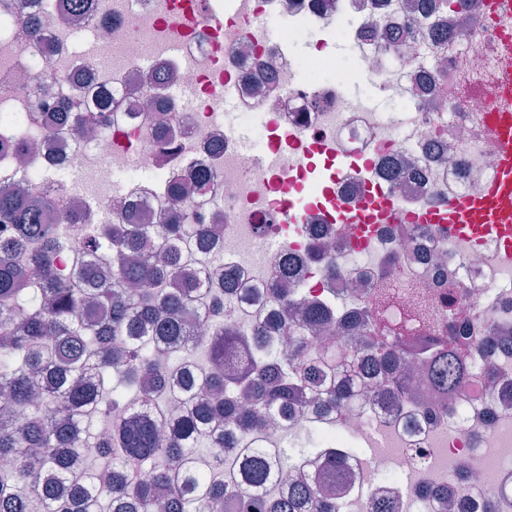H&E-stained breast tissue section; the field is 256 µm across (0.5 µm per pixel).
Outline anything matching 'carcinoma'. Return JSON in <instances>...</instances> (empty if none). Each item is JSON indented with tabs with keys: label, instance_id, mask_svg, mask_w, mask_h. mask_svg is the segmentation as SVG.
Returning <instances> with one entry per match:
<instances>
[{
	"label": "carcinoma",
	"instance_id": "1",
	"mask_svg": "<svg viewBox=\"0 0 512 512\" xmlns=\"http://www.w3.org/2000/svg\"><path fill=\"white\" fill-rule=\"evenodd\" d=\"M112 97L76 118L80 136L90 119L104 121ZM185 187L167 193V220L144 224L120 208L112 223L86 235L78 258L59 268L64 223L79 215L57 195L0 193V512H339L336 498L319 495L305 478L304 457L238 447L259 421L291 420L310 404L337 406L350 390L369 386L374 400L409 395L405 369L416 358L439 392L454 400L477 376L469 359L431 341L407 347L395 332L379 334L377 315L358 305L349 336L318 349L314 331L343 322L329 302L303 304L297 294L272 291L264 327L230 322L251 291L226 273L210 280L202 266L210 235L185 208ZM111 312L104 321L100 313ZM155 383L150 412L127 402ZM95 419L109 431L96 453L82 454ZM210 449L214 466L234 457L242 493L224 497V483L200 465ZM331 486L345 480L344 460L330 452L322 464ZM297 478L285 493L266 494L285 471Z\"/></svg>",
	"mask_w": 512,
	"mask_h": 512
}]
</instances>
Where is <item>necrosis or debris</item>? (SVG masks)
<instances>
[{
    "label": "necrosis or debris",
    "mask_w": 512,
    "mask_h": 512,
    "mask_svg": "<svg viewBox=\"0 0 512 512\" xmlns=\"http://www.w3.org/2000/svg\"><path fill=\"white\" fill-rule=\"evenodd\" d=\"M173 2L90 0L87 15L65 22L44 16L36 39L26 28L28 0H0V189L19 183L28 194L53 191L79 203L83 223L60 227L68 244L60 260L67 264L72 246L111 221L114 204H132L146 223H158L167 185L192 170L211 177L218 197L188 196L190 209L198 222L217 225L215 253L259 293L281 282L287 259L295 273L286 283L307 303L347 305L354 299L351 279L367 289L378 276L394 279L381 327L402 326L407 336L464 330L483 339L491 352L474 360L478 386L447 409L422 382L414 404L403 409L309 410L288 427L250 431L244 439H260L273 451L304 441L342 453L340 512H371L385 494L396 497L399 512H439L438 496L449 490L466 498L470 512H483L512 476V395L502 396L497 382L512 377V264L493 241L454 237L420 216L480 194L496 169L484 114L511 56L500 30L512 18L493 19L483 0H468L437 15V22H454L460 36L436 45L425 34L421 0H224V27L216 34L176 17ZM261 17L284 27L286 38L258 27ZM341 31L386 109L346 94L336 58L296 51L301 44L323 48ZM178 40L184 52L175 61L170 47ZM110 46L122 53L113 67L104 61ZM49 69L81 71L91 86L117 88L111 126L80 146L49 134L36 99L70 112L91 106L49 87L42 79ZM316 69L321 77H313ZM224 81L235 89L241 124L269 144L295 154L325 138L337 156L312 169L256 170L227 130L215 94ZM180 87L194 89L192 105L175 96ZM15 139L38 148L26 164L2 149ZM327 183L355 213L375 184L397 202V212L357 244L356 224L333 218L322 193ZM292 191L306 199L298 223L285 224L280 204ZM325 245L336 270L315 259ZM463 464L476 483L454 479Z\"/></svg>",
    "instance_id": "necrosis-or-debris-1"
}]
</instances>
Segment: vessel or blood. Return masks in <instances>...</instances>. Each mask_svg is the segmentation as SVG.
<instances>
[{
    "label": "vessel or blood",
    "mask_w": 512,
    "mask_h": 512,
    "mask_svg": "<svg viewBox=\"0 0 512 512\" xmlns=\"http://www.w3.org/2000/svg\"><path fill=\"white\" fill-rule=\"evenodd\" d=\"M177 8L187 17L203 21L212 32L224 24L222 13L208 0H179ZM496 104L486 114L487 128L497 157V168L476 197H460L448 204L426 210L433 224H445L459 236L496 240L506 254H512V66H506L495 91ZM367 223H388L396 212L391 199L366 195Z\"/></svg>",
    "instance_id": "obj_1"
}]
</instances>
